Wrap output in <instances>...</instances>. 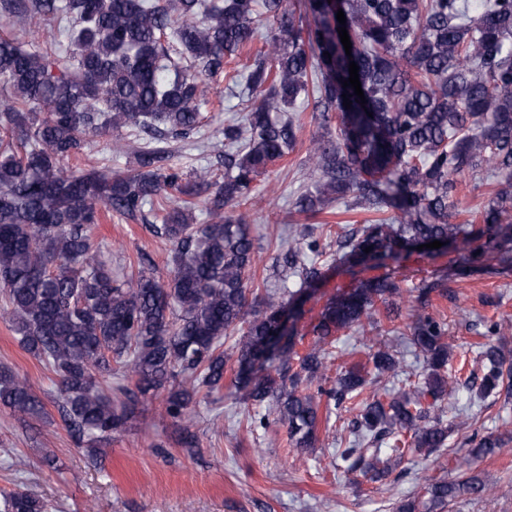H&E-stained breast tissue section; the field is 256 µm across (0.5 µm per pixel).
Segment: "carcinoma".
Wrapping results in <instances>:
<instances>
[{
    "label": "carcinoma",
    "mask_w": 512,
    "mask_h": 512,
    "mask_svg": "<svg viewBox=\"0 0 512 512\" xmlns=\"http://www.w3.org/2000/svg\"><path fill=\"white\" fill-rule=\"evenodd\" d=\"M32 17L50 33L43 47L22 32H0V294L21 347L59 380L74 443L111 437L161 390L166 413L187 418L198 393L220 387L230 371L248 398L267 404L248 426L281 423L298 451L318 442L320 398L349 403L350 439L337 453L365 477L384 476L411 451L446 447L448 426L435 412L451 352L446 324L426 312L431 294H448L442 277L422 281L407 324L423 358L421 384L361 398L368 377L399 368L373 338L372 370L342 369L329 389L320 382L335 336L376 329L372 309L400 294L396 278L412 256L445 253L417 246L455 245L449 263L459 268L489 257L512 263V0H22L10 25ZM261 24L268 34L253 62L226 70ZM352 61L365 104L343 87ZM220 75L233 86L245 81L257 99L243 121L224 125V173L163 167L165 144L203 128L201 106ZM309 92L336 113V130L313 141L314 190L295 208L315 215L346 198L353 210L390 217L344 237L349 283L303 325L300 311L280 321L284 293L249 288L256 251L236 208L292 149L295 126L285 112ZM122 127L157 145L141 147L126 171L68 166L90 138ZM484 170L497 177L496 199L476 213L479 223H449L459 178ZM203 186L214 188L205 202L212 222L196 224ZM147 205L161 214L156 232L174 246L173 269L167 279L143 269L121 280L92 234L99 207L134 218ZM319 247L313 239L288 248L298 295L326 280L323 266L305 259ZM234 334L232 361L221 347ZM508 335L511 321L487 326L482 374L470 372L463 389L480 398L512 394ZM112 360L134 387L101 388L97 370ZM0 406L28 417L44 410L8 367L0 368ZM501 448L486 435L473 455ZM483 489L475 474L431 481L400 512H446ZM3 508L45 512V503L23 488Z\"/></svg>",
    "instance_id": "obj_1"
}]
</instances>
